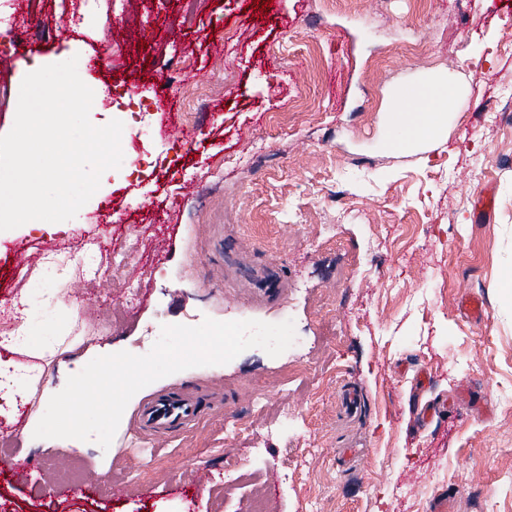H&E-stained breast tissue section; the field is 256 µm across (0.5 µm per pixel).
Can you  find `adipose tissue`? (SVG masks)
<instances>
[{
  "instance_id": "adipose-tissue-1",
  "label": "adipose tissue",
  "mask_w": 512,
  "mask_h": 512,
  "mask_svg": "<svg viewBox=\"0 0 512 512\" xmlns=\"http://www.w3.org/2000/svg\"><path fill=\"white\" fill-rule=\"evenodd\" d=\"M462 95V90L443 75L414 83L410 93L403 96L405 110L398 115L403 134L387 141V148L401 150L440 135ZM61 347L58 338L30 336L23 323L0 333V403L14 408L46 400L50 392L44 383L41 361L60 354ZM21 354L30 355V362H18Z\"/></svg>"
}]
</instances>
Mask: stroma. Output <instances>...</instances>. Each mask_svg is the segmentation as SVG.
I'll list each match as a JSON object with an SVG mask.
<instances>
[{
    "label": "stroma",
    "mask_w": 512,
    "mask_h": 512,
    "mask_svg": "<svg viewBox=\"0 0 512 512\" xmlns=\"http://www.w3.org/2000/svg\"><path fill=\"white\" fill-rule=\"evenodd\" d=\"M466 2L29 0L35 48L0 70V135L24 76L74 56L91 122L120 120L125 151L148 163L112 171L68 232L0 227V332L23 319L38 336L144 355L162 326L209 317L290 320L296 340L142 388L106 449L22 434L28 405L0 416L38 463L0 468V512H247L258 497L267 512H429L442 497L451 512H512V125L497 119L512 102V0ZM428 74L463 88L458 112L442 138L387 150L395 90ZM163 82L192 145L157 133ZM130 91L149 111L130 112ZM484 187L494 208L478 223ZM88 242L102 277L73 264L75 314L46 308L51 272L24 289L18 251L33 270ZM467 292L482 319L463 313ZM466 386L447 420L415 428ZM174 387L222 391L224 407L171 441L136 438L140 407ZM261 400L289 412L281 432L268 433ZM233 421L248 440L227 438ZM93 467L91 495L58 477Z\"/></svg>",
    "instance_id": "35a3bbf8"
}]
</instances>
